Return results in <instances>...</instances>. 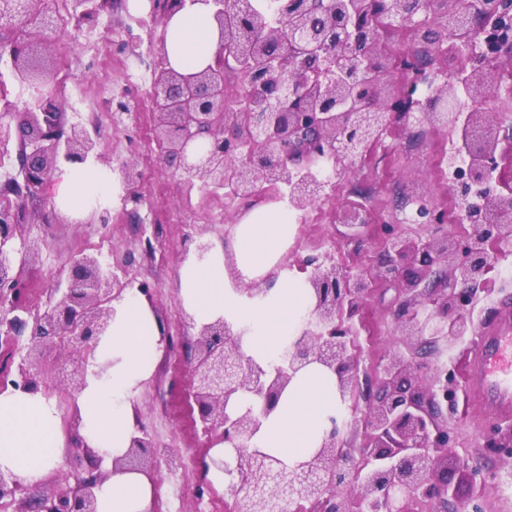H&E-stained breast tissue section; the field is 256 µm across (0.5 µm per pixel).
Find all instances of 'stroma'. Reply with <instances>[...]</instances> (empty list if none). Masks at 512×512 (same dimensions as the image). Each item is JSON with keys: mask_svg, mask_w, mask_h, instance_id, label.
<instances>
[{"mask_svg": "<svg viewBox=\"0 0 512 512\" xmlns=\"http://www.w3.org/2000/svg\"><path fill=\"white\" fill-rule=\"evenodd\" d=\"M127 4L128 0H113L111 10L112 23L123 29V39L95 41L90 37L91 26L78 29L70 25L49 57L57 75H69L87 100H98L104 86L120 81L122 62L128 55L127 40L137 41L144 73L152 71L148 53L152 32L130 19ZM63 102L69 122L100 128L99 150L105 157V166L128 157L137 161L143 174V202L136 211L126 212L120 195H113L105 202L111 222L104 226L90 216L58 223L51 210L55 191L50 185L37 198L9 196L24 237L34 246L31 259L21 272L33 308L47 307L48 287L71 255L82 252L96 256L108 268L117 251L129 254V274L151 285V305L158 321L171 328L179 327L183 311L179 288L183 241L186 236L199 233L215 247L232 243L231 216L226 213L223 200L212 198L208 189L199 187L190 196H180L176 175L153 149L146 120L135 128H116L103 110L77 112L71 97H64ZM452 147V138L442 127L414 119L391 125L380 142L349 163L327 195L300 215L284 266L296 270L298 260L310 256L346 266L370 282L365 322L358 333L367 370L360 379L361 392L372 387L370 370L396 352H412L425 366L447 369L454 407L448 417V445L453 455L465 457L491 479L480 503L481 512H512V463L488 446L491 437L505 440L512 436V420L494 421L469 407L461 372L466 356L478 341V331L495 319L503 303H512V236L494 244V266L472 297L470 309L476 334L445 346L431 349L419 338L401 335L398 314L402 299L398 285L377 276L391 239L438 238L447 231L464 239L463 226L409 224L398 217L401 207L416 200L426 201L438 213L457 207L448 181V154ZM360 207L365 210L364 223H351V214ZM179 329L170 351L155 357L152 375L132 399L137 424L177 463L173 470L164 465L159 468L154 490L156 512H201L205 501L228 498V486L234 480L231 458H215V439L193 428L187 404L179 392L170 388L174 371L169 368L167 357L173 354L180 361H187L195 334L190 326ZM204 461L209 464L205 476L200 473ZM217 472L223 473V480H214Z\"/></svg>", "mask_w": 512, "mask_h": 512, "instance_id": "obj_1", "label": "stroma"}]
</instances>
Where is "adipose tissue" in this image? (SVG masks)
<instances>
[{
  "instance_id": "1",
  "label": "adipose tissue",
  "mask_w": 512,
  "mask_h": 512,
  "mask_svg": "<svg viewBox=\"0 0 512 512\" xmlns=\"http://www.w3.org/2000/svg\"><path fill=\"white\" fill-rule=\"evenodd\" d=\"M167 38L176 45L171 66L189 73L211 61L218 31L208 7L198 4L171 19ZM56 180V202L75 219L89 211L90 198L114 190L109 171L87 165L68 166ZM296 219V212L281 203L256 207L241 218L233 241L238 281L225 276L224 252L216 248L201 258L189 256L180 270L181 296L195 323L226 320L244 330L248 355L271 364L278 362L285 339L297 336L312 310L305 275L278 273ZM271 275L276 281L266 292L251 296L239 289ZM160 336L146 303L128 296L113 301L110 327L97 343L85 385L74 400L80 434L104 463L122 456L129 446L130 400L153 372L150 356L158 350ZM342 406L335 375L309 365L296 374L251 445L273 449L289 464L306 459ZM62 443L61 413L53 400L39 391L0 392V471L30 486L40 484L61 466ZM95 493L97 512H147L154 488L142 475L124 472L108 476Z\"/></svg>"
}]
</instances>
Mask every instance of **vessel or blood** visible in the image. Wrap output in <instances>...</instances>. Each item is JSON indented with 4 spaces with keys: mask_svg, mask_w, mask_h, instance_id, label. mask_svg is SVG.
Instances as JSON below:
<instances>
[{
    "mask_svg": "<svg viewBox=\"0 0 512 512\" xmlns=\"http://www.w3.org/2000/svg\"><path fill=\"white\" fill-rule=\"evenodd\" d=\"M464 388L481 410L501 420L512 418V307L502 308L479 337L466 360Z\"/></svg>",
    "mask_w": 512,
    "mask_h": 512,
    "instance_id": "vessel-or-blood-1",
    "label": "vessel or blood"
}]
</instances>
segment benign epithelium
<instances>
[{"instance_id":"obj_1","label":"benign epithelium","mask_w":512,"mask_h":512,"mask_svg":"<svg viewBox=\"0 0 512 512\" xmlns=\"http://www.w3.org/2000/svg\"><path fill=\"white\" fill-rule=\"evenodd\" d=\"M198 0H152L150 22L160 27L152 45L153 112L150 130L159 156L181 171L178 183L188 195L195 185L222 194L225 208L237 217L258 205L285 200L296 211L315 205L327 182L319 178V163L333 162L336 171L361 156L379 140L395 118L417 112L425 122L468 135L469 162L462 178L450 186L463 203L480 187V203L465 211L469 224L466 256L451 264L456 238L417 242L396 240L388 252L382 277L396 278L406 296L399 319L403 336L427 338L436 346L475 332L466 309L471 292L483 284L490 267L489 247L512 233V180L502 174L512 167V137L502 139V113L457 110L464 96L473 102L487 95L489 64L477 43L451 33L478 21L484 12L503 21L512 18V0H278L274 22L256 16L251 0H203L213 6L219 45L201 71L182 74L168 61L166 29L186 3ZM108 0H63L64 13L39 6L35 0H0V23L23 25L24 43L9 54L13 78L33 89L32 101L16 121L0 120V155L18 150L22 190L39 195L60 169L101 158L98 138L78 123L67 124L55 76L45 54L57 43L63 16L89 22ZM377 16L408 33L433 24L431 41L412 38L410 48L396 54L381 34ZM250 84L249 102L228 91L224 58ZM453 62L456 79L434 82L416 72L405 86H395L393 70L415 57ZM421 85L428 93L414 98ZM112 125L136 124L140 113L124 95L108 101ZM123 186V205L142 201V172L124 160L112 168ZM32 248L21 233L15 212L0 206V334L12 344L33 318L32 345L17 366V378L0 372V391L11 386L44 391L50 385L34 370L33 356L44 343L57 340L74 363L72 392L86 378L87 359L109 327L111 310L104 307L120 295L117 271L127 261L115 258L112 271L97 258L79 253L68 261L66 278L50 285V306L32 312L27 288L14 271L12 258L26 260ZM447 263L439 288H422L433 267ZM311 261L302 260L305 271ZM313 266V265H311ZM313 298L310 318L276 365L260 364L243 348V333L224 319L197 327L193 356L185 369V391L197 408L203 433L233 450L237 476L231 493L242 512H465L473 498L459 496L465 483L483 491L488 478L461 458L448 470V428L441 402L448 401V381L436 368L423 372L394 354L374 373L375 390L365 395V407H353V428L363 430L357 448H347L337 418L325 432L313 456L294 466L251 448L263 421L278 407L294 375L318 364L333 373L342 399L358 386L360 358L357 327L369 284L353 278L344 266L323 263L307 277ZM247 397L241 411L231 406ZM71 457L85 458L91 473L74 485L57 486L31 495L32 488L0 471V501L19 505L17 512H97L94 489L107 473L102 458L76 438ZM163 457L144 430L131 436L124 455L112 460V472L132 471L154 478Z\"/></svg>"}]
</instances>
